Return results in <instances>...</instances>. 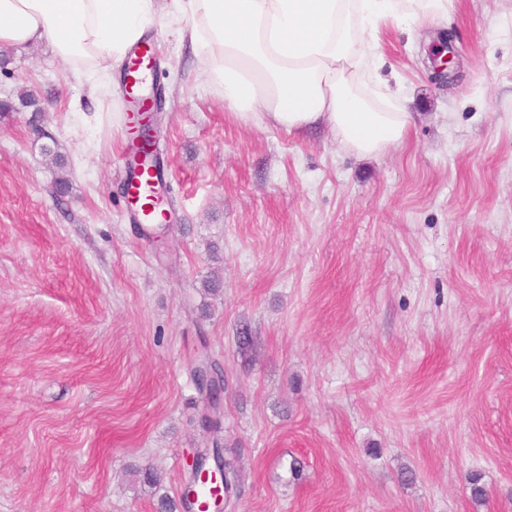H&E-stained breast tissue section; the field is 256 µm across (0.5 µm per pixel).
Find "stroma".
<instances>
[{
    "label": "stroma",
    "mask_w": 512,
    "mask_h": 512,
    "mask_svg": "<svg viewBox=\"0 0 512 512\" xmlns=\"http://www.w3.org/2000/svg\"><path fill=\"white\" fill-rule=\"evenodd\" d=\"M177 29L145 28L161 244L126 211L123 67L91 99L47 45L7 49L0 100L46 112L0 115V512H158L215 447L222 512H512V0L375 31L364 89L401 86L415 124L370 158L230 109ZM207 459L208 456L205 453L202 455L200 453L197 457L192 468V477L194 478V481L198 480L199 478H203L204 480L207 477L217 478V473H219L222 483V492L224 493V487L225 491L228 492L230 484L228 483L226 469L229 468V463L224 462V468L222 467L221 463H219L216 466V470H211L210 468H207Z\"/></svg>",
    "instance_id": "obj_1"
}]
</instances>
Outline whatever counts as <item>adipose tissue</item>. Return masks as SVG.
I'll list each match as a JSON object with an SVG mask.
<instances>
[{
	"instance_id": "obj_1",
	"label": "adipose tissue",
	"mask_w": 512,
	"mask_h": 512,
	"mask_svg": "<svg viewBox=\"0 0 512 512\" xmlns=\"http://www.w3.org/2000/svg\"><path fill=\"white\" fill-rule=\"evenodd\" d=\"M180 39L244 116L288 132L326 126L372 157L404 142L402 91L381 109L358 92L374 66L371 33L396 0H169ZM158 14L156 0H0V44L50 43L74 71L106 81Z\"/></svg>"
}]
</instances>
